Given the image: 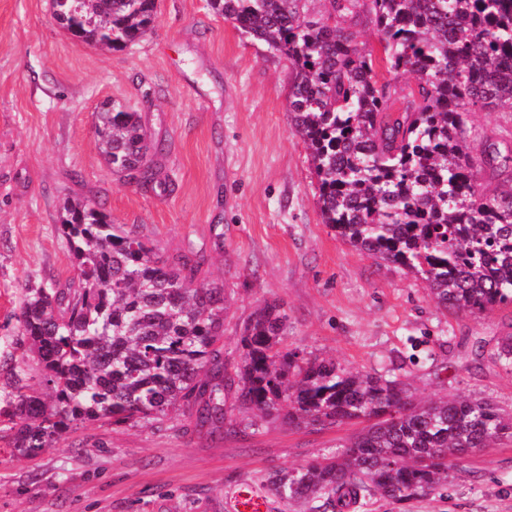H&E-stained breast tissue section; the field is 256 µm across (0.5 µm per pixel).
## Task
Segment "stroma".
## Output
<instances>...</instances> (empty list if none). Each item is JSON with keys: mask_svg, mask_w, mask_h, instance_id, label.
Listing matches in <instances>:
<instances>
[{"mask_svg": "<svg viewBox=\"0 0 512 512\" xmlns=\"http://www.w3.org/2000/svg\"><path fill=\"white\" fill-rule=\"evenodd\" d=\"M289 62L213 13L207 0H157L153 29L106 51L71 37L50 0H0V358L19 354L16 314L27 284L73 277L60 231L70 199L96 202L169 256L205 257L223 282L224 357L236 365L244 324L264 302L288 313L286 348L363 373L398 369L415 397L446 394L512 411V375L493 353L512 336V305L491 314L440 307L426 283L357 252L317 204L309 150L294 132ZM140 112L160 193L112 174L93 114L105 101ZM237 432L211 436L189 413L164 424L87 422L36 458L12 454L0 416V512H229L252 485L268 512L284 505L270 472L332 456L350 425L291 426L227 398ZM364 512H512V440L465 455L435 494L371 499Z\"/></svg>", "mask_w": 512, "mask_h": 512, "instance_id": "stroma-1", "label": "stroma"}]
</instances>
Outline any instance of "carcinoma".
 Masks as SVG:
<instances>
[{
  "mask_svg": "<svg viewBox=\"0 0 512 512\" xmlns=\"http://www.w3.org/2000/svg\"><path fill=\"white\" fill-rule=\"evenodd\" d=\"M208 0L293 70L288 112L310 150L322 223L357 251L422 279L437 303L480 314L512 304V148L470 123L512 113V0ZM55 19L110 50L152 27L155 0H53ZM366 14L381 56L348 21ZM112 172L168 189L140 113H94ZM60 230L75 260L65 286L27 287L10 363L9 447L33 458L88 421L161 424L179 409L224 430L226 395L290 425L371 419L338 455L270 475L286 503L361 512L448 483L458 452L512 438V416L459 396L414 399L407 384L283 346L288 313L259 306L224 359V285L204 258L166 257L90 201H69ZM490 359L512 373V336ZM35 362L39 387L26 382Z\"/></svg>",
  "mask_w": 512,
  "mask_h": 512,
  "instance_id": "obj_1",
  "label": "carcinoma"
}]
</instances>
